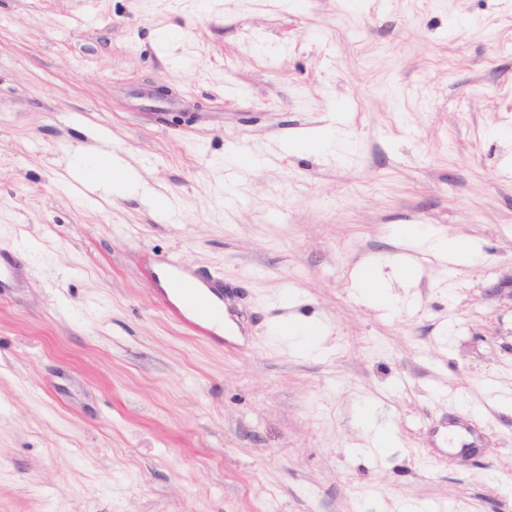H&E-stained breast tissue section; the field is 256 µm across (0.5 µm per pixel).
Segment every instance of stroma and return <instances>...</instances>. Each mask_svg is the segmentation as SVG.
I'll list each match as a JSON object with an SVG mask.
<instances>
[{
  "label": "stroma",
  "instance_id": "obj_1",
  "mask_svg": "<svg viewBox=\"0 0 512 512\" xmlns=\"http://www.w3.org/2000/svg\"><path fill=\"white\" fill-rule=\"evenodd\" d=\"M112 154L139 188L74 196ZM0 248V512H512V0H0ZM397 254V307L361 300ZM174 258L217 340L165 308ZM334 137V132L329 134L328 130L323 131L322 128L309 129L290 140L285 150L286 152L293 153L308 150L314 145L326 147L331 144ZM391 235L402 242L427 244L431 253L443 257L448 255V260L454 263L470 262L478 252L474 241L463 238L448 239L429 224H395L391 228ZM356 277L363 299L377 302L385 309L394 307L396 299L376 260H369L360 265ZM176 271L173 281L181 288L185 304L177 303L176 314L181 317L184 323L191 327L200 328L199 323L210 325L214 331L224 325V304L216 289L219 286L206 283L193 277L189 271L174 265ZM211 294L218 299L216 301ZM289 335H298L300 341L305 345H313L317 338L323 333V325L318 321L296 322L289 318ZM363 426L372 435V445L379 452L387 453L394 448L393 429L389 423L378 421L371 405L361 408L359 416Z\"/></svg>",
  "mask_w": 512,
  "mask_h": 512
}]
</instances>
